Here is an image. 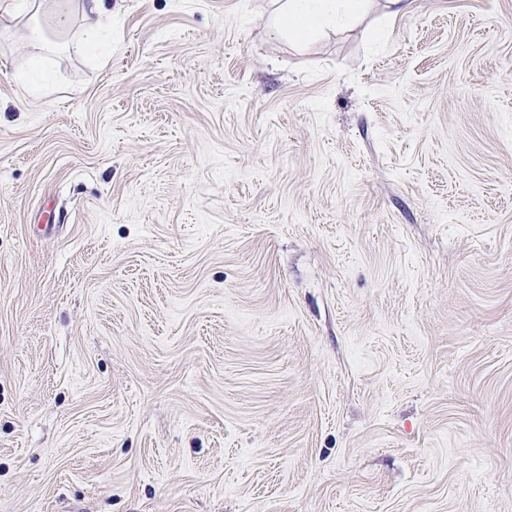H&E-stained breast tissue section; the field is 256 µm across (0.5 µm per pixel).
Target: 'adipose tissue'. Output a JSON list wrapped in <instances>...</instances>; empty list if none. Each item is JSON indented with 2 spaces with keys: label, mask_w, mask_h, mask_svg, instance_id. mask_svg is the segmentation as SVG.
<instances>
[{
  "label": "adipose tissue",
  "mask_w": 512,
  "mask_h": 512,
  "mask_svg": "<svg viewBox=\"0 0 512 512\" xmlns=\"http://www.w3.org/2000/svg\"><path fill=\"white\" fill-rule=\"evenodd\" d=\"M363 9L364 0H284L275 24L299 36L326 25L351 22Z\"/></svg>",
  "instance_id": "obj_1"
}]
</instances>
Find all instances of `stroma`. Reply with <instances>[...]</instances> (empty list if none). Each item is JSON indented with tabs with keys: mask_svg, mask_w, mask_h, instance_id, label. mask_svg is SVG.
I'll return each mask as SVG.
<instances>
[{
	"mask_svg": "<svg viewBox=\"0 0 512 512\" xmlns=\"http://www.w3.org/2000/svg\"><path fill=\"white\" fill-rule=\"evenodd\" d=\"M59 6L0 0V512H512V0ZM104 0H82L81 9L84 15L91 19V22L79 34L74 46L80 52L96 53L99 51L100 45L98 34L104 25V16L106 9ZM363 0H286L275 25L300 36L325 25L349 23L364 9Z\"/></svg>",
	"mask_w": 512,
	"mask_h": 512,
	"instance_id": "1",
	"label": "stroma"
}]
</instances>
